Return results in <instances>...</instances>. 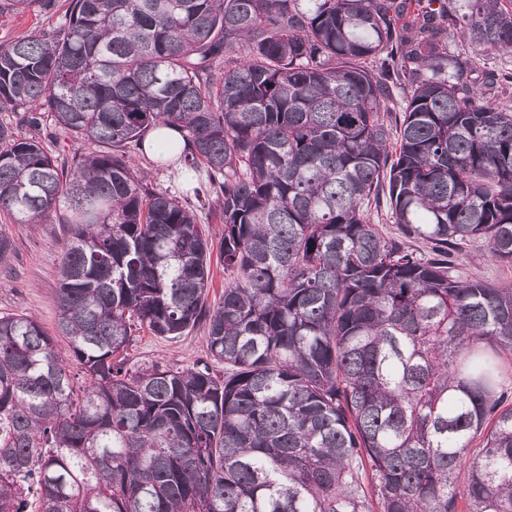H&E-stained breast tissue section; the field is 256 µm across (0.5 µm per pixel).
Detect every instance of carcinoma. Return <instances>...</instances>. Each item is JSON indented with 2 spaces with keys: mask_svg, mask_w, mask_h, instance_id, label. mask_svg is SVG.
<instances>
[{
  "mask_svg": "<svg viewBox=\"0 0 512 512\" xmlns=\"http://www.w3.org/2000/svg\"><path fill=\"white\" fill-rule=\"evenodd\" d=\"M501 52L509 0H70L1 43L0 111L97 150L0 124V212L72 235L68 351L0 316V512H512V283L453 259L512 264V75L472 78ZM166 125L224 216L216 305L194 211L131 162ZM196 328L206 358L129 364ZM44 113L42 126L38 130L19 123L20 116L15 112H0V123L12 127L22 137H35L49 154L58 158V161L61 162L64 158L68 168L75 156L89 154L96 150L90 141L75 138L56 127L52 118L48 116V112ZM454 255L462 264V270L469 280L494 285L512 283V267L480 257L476 244L461 246Z\"/></svg>",
  "mask_w": 512,
  "mask_h": 512,
  "instance_id": "carcinoma-1",
  "label": "carcinoma"
}]
</instances>
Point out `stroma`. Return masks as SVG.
<instances>
[{"mask_svg":"<svg viewBox=\"0 0 512 512\" xmlns=\"http://www.w3.org/2000/svg\"><path fill=\"white\" fill-rule=\"evenodd\" d=\"M59 21V15L34 9L23 15H0V43L25 37L36 30L56 27ZM0 123L12 127L18 135L35 137L49 154L67 161L95 149L90 141L73 137L56 127L47 115L43 116L42 125L36 130L20 123L18 114L13 112H0ZM133 165L135 170L147 172L150 187L169 192L180 201L192 205L213 255L212 287L208 300L212 303L218 301L230 275L225 272L224 262L219 258L224 230L220 210L214 205L197 204L194 194L199 183L207 178L205 168L189 173L183 165L160 162L152 154L136 155ZM0 229L6 231L14 246L9 264L0 267V315H31L48 333L55 334L58 262L67 237V224L55 215L34 224H16L9 216L0 213ZM456 257L468 279L494 285L512 283V266L480 257L476 245L459 247ZM128 354L131 362L137 364L159 362L185 367L206 357L205 334L197 329L173 342L144 331L132 344Z\"/></svg>","mask_w":512,"mask_h":512,"instance_id":"35a3bbf8","label":"stroma"}]
</instances>
